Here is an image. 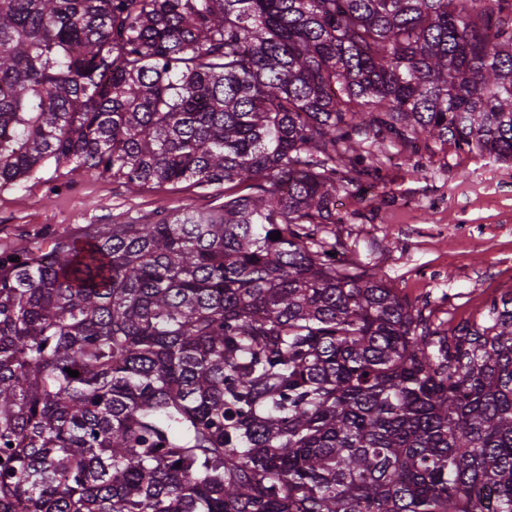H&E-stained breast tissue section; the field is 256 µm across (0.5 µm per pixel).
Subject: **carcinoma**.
<instances>
[{
    "label": "carcinoma",
    "instance_id": "1",
    "mask_svg": "<svg viewBox=\"0 0 512 512\" xmlns=\"http://www.w3.org/2000/svg\"><path fill=\"white\" fill-rule=\"evenodd\" d=\"M421 137L512 165V0H0V185L224 187L0 255V512H512V296L323 236Z\"/></svg>",
    "mask_w": 512,
    "mask_h": 512
}]
</instances>
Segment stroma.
I'll list each match as a JSON object with an SVG mask.
<instances>
[{
    "label": "stroma",
    "mask_w": 512,
    "mask_h": 512,
    "mask_svg": "<svg viewBox=\"0 0 512 512\" xmlns=\"http://www.w3.org/2000/svg\"><path fill=\"white\" fill-rule=\"evenodd\" d=\"M380 159L376 186L337 195L345 221L331 230L350 255L442 330L512 295V166L432 141L416 154L388 146ZM223 201V190L185 184L132 193L76 164L49 161L20 184L0 186V254L78 235L88 224H144L161 204Z\"/></svg>",
    "instance_id": "obj_1"
}]
</instances>
